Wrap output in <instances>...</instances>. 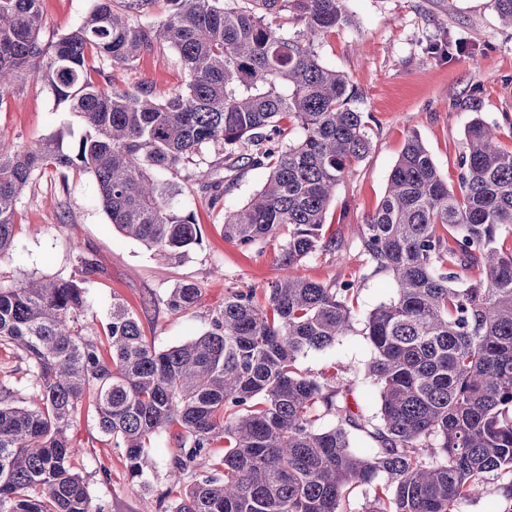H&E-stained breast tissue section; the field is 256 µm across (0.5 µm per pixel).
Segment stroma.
I'll use <instances>...</instances> for the list:
<instances>
[{
	"mask_svg": "<svg viewBox=\"0 0 512 512\" xmlns=\"http://www.w3.org/2000/svg\"><path fill=\"white\" fill-rule=\"evenodd\" d=\"M43 42L70 33L94 0H42ZM353 21L325 33L316 43L320 60L345 75L363 112L371 148L338 187L327 213L331 233L342 243L336 257L303 262L297 275L323 281L349 279L361 257L354 228L384 196L388 176L410 135H418L441 175L456 185L464 132L475 116L501 126L512 124V27L499 18L495 0H350ZM117 87L152 84L169 95L185 83L172 49L145 55L129 71L114 72ZM84 131L79 117L58 105L44 82L34 79L0 102V137L22 145L63 135L73 143ZM222 158L211 145L200 158L180 165L181 188L174 204L195 213L202 243L179 265L158 259L110 223L93 177L73 168L38 172L17 204L18 229L12 250L0 257V287L30 276H77V255L99 265L86 284L84 332L102 335L113 296L132 307L145 336L156 347L189 341L210 327L224 299L240 288H265L284 270L277 249L244 252L225 241L223 217L213 210L202 185L210 166ZM193 282L202 289L198 305L172 313L163 300L170 288ZM371 355L359 334L300 360L302 370L328 380L353 381V395L376 412V387L361 379ZM178 428L151 441L153 467L144 481L130 479L123 449L102 436L93 411H85L69 432L75 453L70 465L85 481L92 512H170L176 498L169 471L178 452Z\"/></svg>",
	"mask_w": 512,
	"mask_h": 512,
	"instance_id": "35a3bbf8",
	"label": "stroma"
}]
</instances>
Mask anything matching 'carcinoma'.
Instances as JSON below:
<instances>
[{"label": "carcinoma", "instance_id": "1", "mask_svg": "<svg viewBox=\"0 0 512 512\" xmlns=\"http://www.w3.org/2000/svg\"><path fill=\"white\" fill-rule=\"evenodd\" d=\"M348 2L94 0L73 32L45 45L41 0H0V103L37 75L85 126L68 149L57 136L32 146L0 139V256L14 242L20 194L53 166L89 173L114 227L183 261L201 229L175 210L180 186L164 173L208 145L224 149L206 185L224 238L246 250L276 241L289 269L335 253L327 210L370 141L346 77L315 43L352 21ZM275 19L301 30L287 37ZM164 46L184 71L182 90L160 99L146 83L119 89L105 74ZM502 135L497 122L471 120L456 190L419 136L408 137L358 227V275L288 274L262 296L237 290L183 344L149 343L119 298L103 336L83 335L84 283L98 271L86 257L79 281L0 288V346L29 371L23 386L0 372V512H91L69 464L68 431L86 407L137 480L151 440L182 428L170 476L188 484L171 512H347L359 486L374 487L363 512H459L494 479L512 500V247L502 239L512 235V150ZM242 166L267 176L232 207L227 185ZM463 269L479 278L463 279ZM382 272L396 295L363 316L360 287ZM199 296L180 283L165 302L187 313ZM358 325L372 347L364 379L380 394L371 416L350 403L352 381L299 367ZM217 440L219 459L209 453Z\"/></svg>", "mask_w": 512, "mask_h": 512}]
</instances>
